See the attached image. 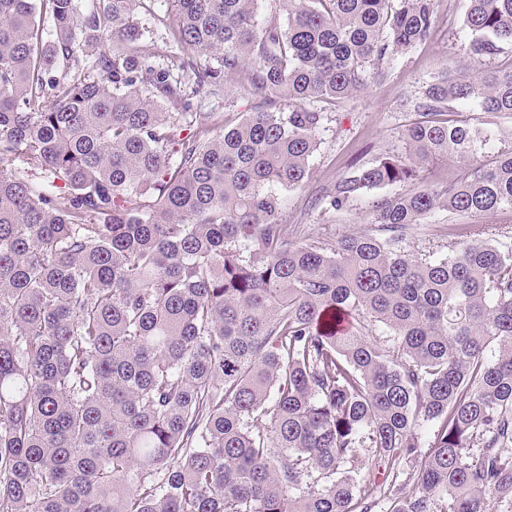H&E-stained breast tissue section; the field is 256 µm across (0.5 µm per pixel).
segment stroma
<instances>
[{"instance_id": "35a3bbf8", "label": "stroma", "mask_w": 512, "mask_h": 512, "mask_svg": "<svg viewBox=\"0 0 512 512\" xmlns=\"http://www.w3.org/2000/svg\"><path fill=\"white\" fill-rule=\"evenodd\" d=\"M466 0H440L438 19L430 42L401 55L388 66L385 77L364 93L328 106V119L320 133L321 144L305 183L285 192L282 220L298 225L301 235L320 233L333 241L353 234L374 233L367 214L372 199L362 197L347 208L324 213L314 207L351 163H368L402 149L399 130L416 119L412 103L427 82L443 70L469 61L470 36L462 21ZM141 21L145 34L140 48L149 61L159 62L174 50L169 28L176 21L163 0H143ZM198 111L210 113L219 124L239 122L252 111L256 99L239 86H231L224 95L207 91L194 94ZM461 224H493L512 230V211L501 210L488 215H459L438 212L425 223L413 225L407 238L408 250L437 259L448 252L453 230Z\"/></svg>"}]
</instances>
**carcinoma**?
Masks as SVG:
<instances>
[{"instance_id": "cac0c4a2", "label": "carcinoma", "mask_w": 512, "mask_h": 512, "mask_svg": "<svg viewBox=\"0 0 512 512\" xmlns=\"http://www.w3.org/2000/svg\"><path fill=\"white\" fill-rule=\"evenodd\" d=\"M166 2L186 54L156 65L142 0H0V512L512 507V236L402 247L437 211H512V149L453 107L511 115L512 68L440 74L403 151L318 200L403 185L380 235L302 239L283 192L325 104L428 43L436 0ZM466 2L477 62L512 47V0ZM232 77L265 108L187 111L186 79Z\"/></svg>"}]
</instances>
